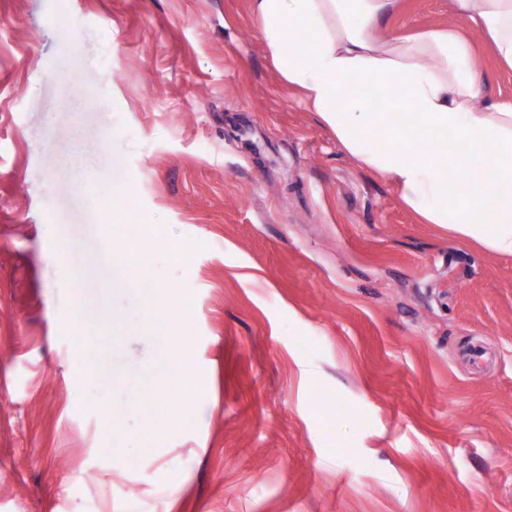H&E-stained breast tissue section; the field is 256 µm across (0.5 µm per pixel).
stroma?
I'll return each instance as SVG.
<instances>
[{
    "label": "stroma",
    "mask_w": 512,
    "mask_h": 512,
    "mask_svg": "<svg viewBox=\"0 0 512 512\" xmlns=\"http://www.w3.org/2000/svg\"><path fill=\"white\" fill-rule=\"evenodd\" d=\"M451 24L512 99L449 0H398L379 33ZM172 386L179 410L134 411ZM99 494L512 512V256L345 153L250 0H0V512ZM144 266L137 263H124L113 269L112 282L115 285L130 286L147 275Z\"/></svg>",
    "instance_id": "35a3bbf8"
}]
</instances>
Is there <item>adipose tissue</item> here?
Returning a JSON list of instances; mask_svg holds the SVG:
<instances>
[{
    "mask_svg": "<svg viewBox=\"0 0 512 512\" xmlns=\"http://www.w3.org/2000/svg\"><path fill=\"white\" fill-rule=\"evenodd\" d=\"M396 0H251L281 76L402 203L461 241L512 255V101L485 88L455 28L383 39ZM512 68V0H452ZM389 111H380V104Z\"/></svg>",
    "mask_w": 512,
    "mask_h": 512,
    "instance_id": "adipose-tissue-1",
    "label": "adipose tissue"
}]
</instances>
